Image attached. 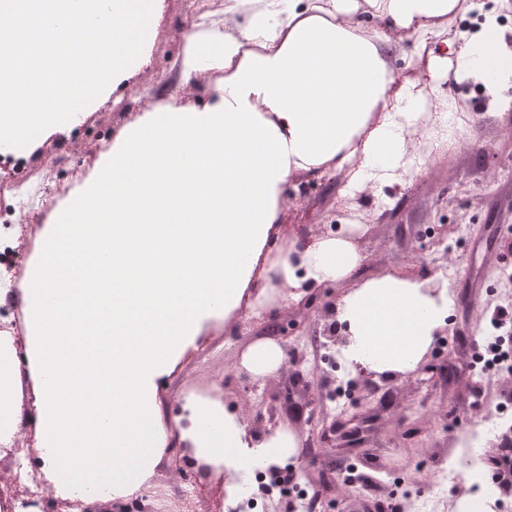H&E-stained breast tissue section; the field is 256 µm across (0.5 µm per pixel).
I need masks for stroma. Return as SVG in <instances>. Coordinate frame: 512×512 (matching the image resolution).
<instances>
[{
	"instance_id": "obj_1",
	"label": "stroma",
	"mask_w": 512,
	"mask_h": 512,
	"mask_svg": "<svg viewBox=\"0 0 512 512\" xmlns=\"http://www.w3.org/2000/svg\"><path fill=\"white\" fill-rule=\"evenodd\" d=\"M188 2L162 0L148 63L118 87L105 89L108 97L135 95V108L110 111L94 105L67 126L45 129L29 146L31 164L22 186L0 188V205L12 211L10 223H0V243L24 242L15 257L17 272L41 253L44 223L33 208L60 152L77 158L82 173L78 181L62 183L57 205L62 213L102 179L112 157L111 137L120 136L153 103L155 88L175 82L167 98L175 107L202 110L210 104L217 72L185 82L178 68L183 26L191 22ZM229 5L230 0H213L211 11L191 23L199 30L243 25L260 7L258 0H246L232 14ZM476 9V0H458L450 22L423 40L415 29L384 26L360 0L355 17L376 35L393 76L390 103L410 97L422 104L415 134L420 151L368 180L355 161L289 177L271 252L344 238L355 245L361 263L342 282L294 288L284 298L271 293L260 301L248 299L227 324L205 329L159 384L158 402L170 422L178 415L179 400L192 393L219 396L235 414L244 413L249 403L274 414L279 426L299 439L286 468L294 469L303 490L332 504L333 512H365L373 502L381 503L383 512H453L471 488L460 481L449 489L436 485L440 469L449 457L467 454L477 420L512 408V376L472 367L474 336L493 335V310L512 303V234L498 232L512 226V80L489 98L458 77L461 51L480 35L473 23ZM442 112L459 131L456 145L429 135L432 117ZM447 267L454 271L448 278L442 275ZM384 274L447 287V332L410 374H376L368 380L350 366L337 369L325 362L332 348L323 334L325 307ZM276 324L289 328L277 338L283 367L258 382L243 377L242 351L273 337ZM342 385L354 402L346 410L331 401ZM476 391L482 395L478 409L471 406ZM187 476L196 486L189 499L179 494ZM147 489V512H233L239 505L225 498L223 478L198 473L187 452L164 454Z\"/></svg>"
}]
</instances>
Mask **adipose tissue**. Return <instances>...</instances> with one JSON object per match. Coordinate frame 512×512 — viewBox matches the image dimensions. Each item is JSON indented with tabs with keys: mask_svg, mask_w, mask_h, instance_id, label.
Listing matches in <instances>:
<instances>
[{
	"mask_svg": "<svg viewBox=\"0 0 512 512\" xmlns=\"http://www.w3.org/2000/svg\"><path fill=\"white\" fill-rule=\"evenodd\" d=\"M247 25L190 35L181 72L223 71L204 111L156 105L112 147V165L88 199L52 225L42 258L0 300L20 303L25 337L0 334V439L35 436L53 496L109 503L154 473L170 427L160 381L211 324L229 319L255 280L280 220L288 177L351 161L388 169L411 144L402 125L370 126L391 82L375 44L339 18L357 0H262ZM457 0H385L401 29L426 30ZM488 29L459 62L512 70ZM359 255L327 238L300 259L283 251L266 275L280 293L347 276ZM448 315L446 292L383 275L351 289L339 320L346 358L374 373L414 370ZM30 409H23V395ZM180 433L197 465L235 476L296 454L278 430L257 440L214 396H191Z\"/></svg>",
	"mask_w": 512,
	"mask_h": 512,
	"instance_id": "1",
	"label": "adipose tissue"
}]
</instances>
